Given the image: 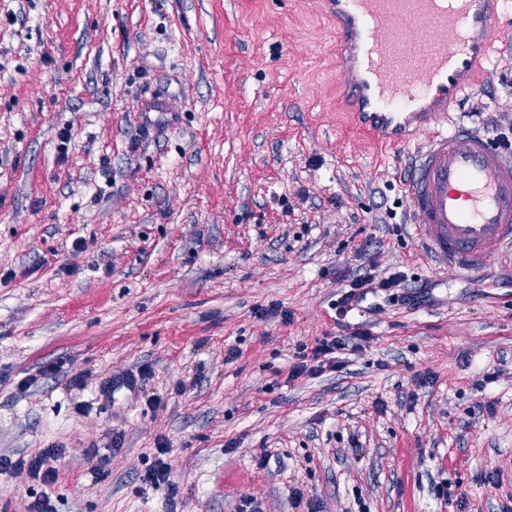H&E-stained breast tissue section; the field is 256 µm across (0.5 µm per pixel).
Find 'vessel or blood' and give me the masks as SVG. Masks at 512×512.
<instances>
[{"instance_id":"b4317fda","label":"vessel or blood","mask_w":512,"mask_h":512,"mask_svg":"<svg viewBox=\"0 0 512 512\" xmlns=\"http://www.w3.org/2000/svg\"><path fill=\"white\" fill-rule=\"evenodd\" d=\"M335 24L338 86L355 128L393 147L426 137L404 199L451 272L485 274L512 248V148L444 125L490 62L512 0H318Z\"/></svg>"}]
</instances>
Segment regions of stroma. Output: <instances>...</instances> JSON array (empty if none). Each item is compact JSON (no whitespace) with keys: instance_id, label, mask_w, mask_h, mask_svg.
Returning <instances> with one entry per match:
<instances>
[{"instance_id":"stroma-1","label":"stroma","mask_w":512,"mask_h":512,"mask_svg":"<svg viewBox=\"0 0 512 512\" xmlns=\"http://www.w3.org/2000/svg\"><path fill=\"white\" fill-rule=\"evenodd\" d=\"M501 26L448 114L495 140ZM336 74L314 0H0V455L65 450L50 485L0 473V512H512V251L442 268L403 197L425 136L356 132ZM394 271L430 302L337 320ZM359 326L345 370L289 379ZM407 278L402 272H395L388 277L378 279L373 274L355 277L349 281L348 289L336 301V316L342 320L354 310L360 299L367 294H378L392 288H407Z\"/></svg>"}]
</instances>
